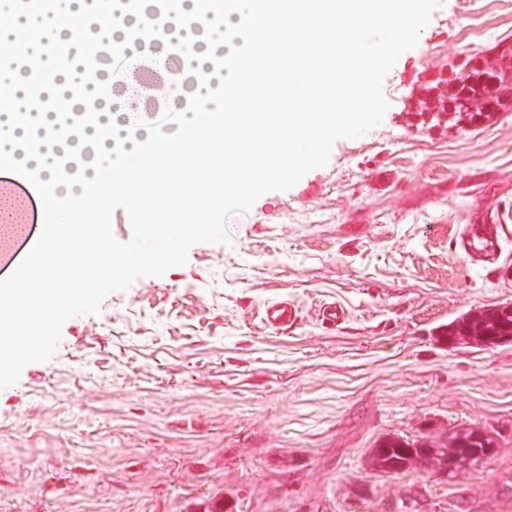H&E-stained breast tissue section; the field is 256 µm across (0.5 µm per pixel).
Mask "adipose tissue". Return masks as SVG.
I'll use <instances>...</instances> for the list:
<instances>
[{
	"label": "adipose tissue",
	"mask_w": 512,
	"mask_h": 512,
	"mask_svg": "<svg viewBox=\"0 0 512 512\" xmlns=\"http://www.w3.org/2000/svg\"><path fill=\"white\" fill-rule=\"evenodd\" d=\"M206 2L128 0L116 19L99 0H55L50 12L23 22L0 15V47L25 38L23 54L39 60L46 99L31 108L29 76L0 73V83L10 87L0 96V168L37 174L34 188L49 217L35 242L43 260L19 265L0 283V379L40 357L55 307L93 295L80 261L91 252L104 254L110 232L105 224L76 223L87 197L111 186L136 218L146 191L207 212L262 192L272 178L316 162L339 133L378 118L376 80L406 39L426 27L431 10V0H221L216 24H203L182 56V74L193 87L170 130L101 122L100 111L85 108L90 95L79 72L59 69L53 59L56 42L94 25L100 40L129 50L130 34L144 32L153 55L165 54L174 29ZM272 33L275 48L288 58L287 68L265 78L280 109L255 112L250 70ZM65 105L83 108L81 131L61 125ZM38 131L54 151H29L28 139ZM62 158L70 164L64 175ZM194 230L182 219L144 225L151 246L139 250V259L167 255L172 236Z\"/></svg>",
	"instance_id": "1"
}]
</instances>
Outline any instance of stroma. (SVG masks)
<instances>
[{"mask_svg": "<svg viewBox=\"0 0 512 512\" xmlns=\"http://www.w3.org/2000/svg\"><path fill=\"white\" fill-rule=\"evenodd\" d=\"M512 36V0H433L378 77V120L214 215L157 263L125 198L88 259L97 293L53 311L57 347L0 389V512H512V343L448 340L512 305V110L462 131L412 112L431 70ZM498 238L494 261L457 244ZM111 267V266H110ZM296 308L272 327L265 305ZM344 315L324 322L323 304ZM491 435L453 478L373 466L386 437Z\"/></svg>", "mask_w": 512, "mask_h": 512, "instance_id": "obj_1", "label": "stroma"}]
</instances>
